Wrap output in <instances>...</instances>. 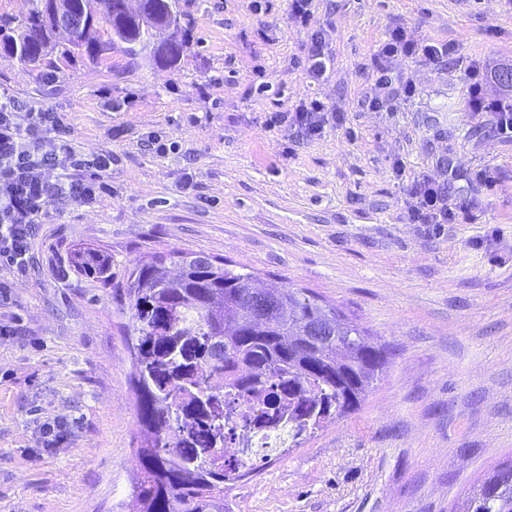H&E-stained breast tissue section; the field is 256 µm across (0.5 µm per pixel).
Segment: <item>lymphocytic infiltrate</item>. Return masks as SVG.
Listing matches in <instances>:
<instances>
[{
    "label": "lymphocytic infiltrate",
    "mask_w": 512,
    "mask_h": 512,
    "mask_svg": "<svg viewBox=\"0 0 512 512\" xmlns=\"http://www.w3.org/2000/svg\"><path fill=\"white\" fill-rule=\"evenodd\" d=\"M452 52V46L415 41L405 31H393L375 52L376 77L364 93V104L380 111L390 107L394 99L414 96L412 84L394 81L389 65L395 58L420 54L436 60ZM111 165V154L88 158L77 152L70 129L57 114L18 99L0 108V266L24 271L46 201H93L103 191L102 176ZM412 197L417 216L435 224L454 221L455 214L439 181L415 182Z\"/></svg>",
    "instance_id": "1"
}]
</instances>
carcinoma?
I'll list each match as a JSON object with an SVG mask.
<instances>
[{"mask_svg": "<svg viewBox=\"0 0 512 512\" xmlns=\"http://www.w3.org/2000/svg\"><path fill=\"white\" fill-rule=\"evenodd\" d=\"M113 0H93L108 26L84 38L65 59L98 63L119 43L131 58L143 56L159 18L150 9L129 37L112 38ZM23 30L0 19V50L35 68L58 43L45 34L40 0H29ZM198 252L170 250L137 264L121 287L136 334L134 361L139 417L147 437L138 449L135 486L139 512H229L224 485L252 470L247 464L224 473L216 449L224 444L223 389L243 391L267 381L273 388L270 417L287 401L288 422L318 415L344 417L382 381L390 364L360 324L334 306L319 303L306 288L266 285L280 312L262 324H246L252 274ZM79 274L112 283V257L99 250L74 253ZM194 409L199 426L187 428L181 413ZM460 512H512V462L496 467L460 506Z\"/></svg>", "mask_w": 512, "mask_h": 512, "instance_id": "cac0c4a2", "label": "carcinoma"}]
</instances>
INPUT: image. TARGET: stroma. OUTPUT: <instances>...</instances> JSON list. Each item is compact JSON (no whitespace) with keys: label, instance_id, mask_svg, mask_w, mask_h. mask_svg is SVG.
Returning <instances> with one entry per match:
<instances>
[{"label":"stroma","instance_id":"obj_1","mask_svg":"<svg viewBox=\"0 0 512 512\" xmlns=\"http://www.w3.org/2000/svg\"><path fill=\"white\" fill-rule=\"evenodd\" d=\"M177 8L189 45L171 66L116 48L33 70L0 53V97L57 113L77 150L112 155L106 191L49 200L25 272L0 268V512H134L145 430L119 284L168 250L310 289L393 353L358 410L229 484L231 512H454L512 459V138L469 100L475 66L500 95L490 76L512 63V0H314L304 23L289 0ZM396 29L455 50L397 59L416 92L373 111L374 50ZM314 99L338 116L319 134L270 127ZM425 177L456 223L414 217ZM87 248L111 255L115 287L74 272ZM54 419L62 432L45 436Z\"/></svg>","mask_w":512,"mask_h":512}]
</instances>
